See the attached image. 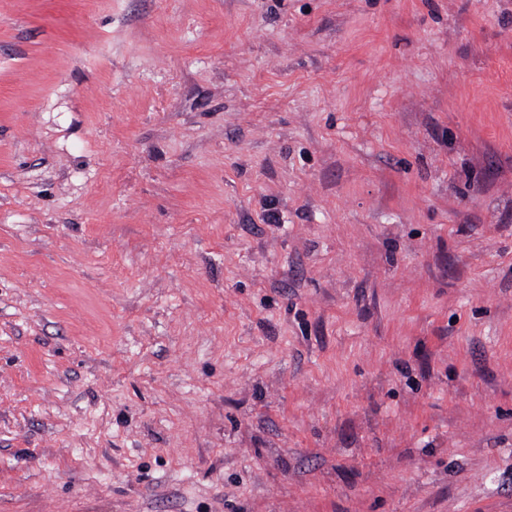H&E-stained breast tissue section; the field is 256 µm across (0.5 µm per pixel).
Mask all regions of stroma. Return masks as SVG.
<instances>
[{
    "label": "stroma",
    "mask_w": 512,
    "mask_h": 512,
    "mask_svg": "<svg viewBox=\"0 0 512 512\" xmlns=\"http://www.w3.org/2000/svg\"><path fill=\"white\" fill-rule=\"evenodd\" d=\"M0 512H512V0H0Z\"/></svg>",
    "instance_id": "1"
}]
</instances>
